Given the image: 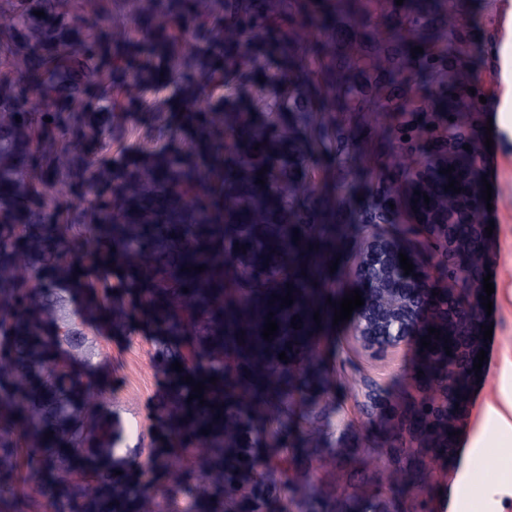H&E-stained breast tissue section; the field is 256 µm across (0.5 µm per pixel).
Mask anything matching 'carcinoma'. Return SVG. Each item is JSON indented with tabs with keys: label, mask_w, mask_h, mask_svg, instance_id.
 Returning <instances> with one entry per match:
<instances>
[{
	"label": "carcinoma",
	"mask_w": 512,
	"mask_h": 512,
	"mask_svg": "<svg viewBox=\"0 0 512 512\" xmlns=\"http://www.w3.org/2000/svg\"><path fill=\"white\" fill-rule=\"evenodd\" d=\"M159 2L141 0L135 35L116 42L125 0L89 14L75 0H0V512H170L180 495L183 512H267L279 483L271 467L253 479L254 448L280 442L274 423L324 384L289 364L336 301V198L299 169L338 112L448 97L466 37L448 0H386L396 24L382 32L356 25L346 0ZM304 28L318 37L301 40ZM164 83L178 99L138 152L96 165L121 110L148 107L143 89ZM164 135L179 147L157 148ZM51 195L78 204L49 212ZM115 255L119 271L105 267ZM288 283L283 307L272 295ZM99 312L116 334L151 329L169 366L151 448L123 447L120 419L99 411L107 382L76 369L96 355L85 326ZM297 489L300 512H334L311 484Z\"/></svg>",
	"instance_id": "carcinoma-1"
}]
</instances>
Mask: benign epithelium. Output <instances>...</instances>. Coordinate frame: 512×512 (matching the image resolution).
Listing matches in <instances>:
<instances>
[{"instance_id": "obj_1", "label": "benign epithelium", "mask_w": 512, "mask_h": 512, "mask_svg": "<svg viewBox=\"0 0 512 512\" xmlns=\"http://www.w3.org/2000/svg\"><path fill=\"white\" fill-rule=\"evenodd\" d=\"M426 159L409 181L407 198L409 209L417 210L415 223L429 232L426 254L408 256L414 270L405 274L399 261L402 243L369 223L353 270L364 284V305L356 309L350 329L352 341L370 352H396L408 340L427 335L430 327L441 330L430 336V347H418L416 370L424 375L415 383L422 397L401 408L395 422V440L402 448L417 449L423 470L451 452V432L465 420L467 395L477 381L471 369L483 348L486 319L480 295L490 263L486 224L475 220L484 203L479 156L450 133L433 139ZM450 166L455 171L440 173ZM453 179L461 192L445 191ZM416 190L420 195H414ZM458 267L467 269L468 279L450 288L448 275Z\"/></svg>"}]
</instances>
